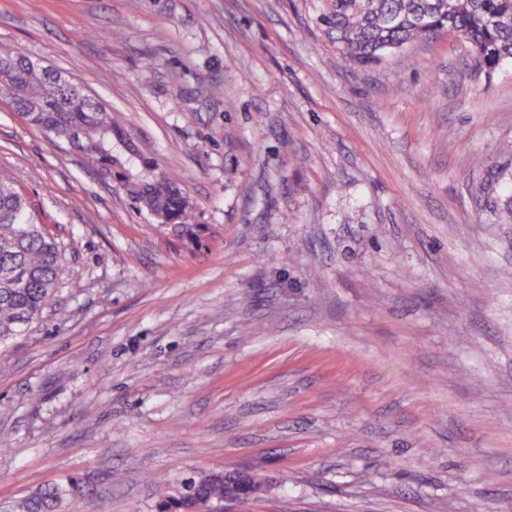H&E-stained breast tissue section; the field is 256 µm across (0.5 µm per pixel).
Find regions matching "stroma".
I'll list each match as a JSON object with an SVG mask.
<instances>
[{
    "instance_id": "obj_1",
    "label": "stroma",
    "mask_w": 512,
    "mask_h": 512,
    "mask_svg": "<svg viewBox=\"0 0 512 512\" xmlns=\"http://www.w3.org/2000/svg\"><path fill=\"white\" fill-rule=\"evenodd\" d=\"M314 0H0V55L112 118L102 171L0 97V170L61 247L0 349V503L156 512L216 470L249 512H512V62L448 35L343 60ZM163 174L194 236L138 210ZM255 471L248 468H236L232 470H224L202 474L193 479H188L181 491V485L177 486L173 491H166L161 495V499L157 503L159 512H178L181 507L190 508L197 503L202 505L224 501V508L214 506L213 512L228 511L226 505L236 504L240 511H245L252 497L244 495L240 497L236 503V497L239 489L246 488L254 497L265 495L274 486L277 485V478L266 475L264 478L254 474ZM189 484L195 486V496L193 500H185L183 495L185 488ZM224 488L226 490L224 494ZM83 489L77 481L67 486L45 484L37 487L19 502L0 507L1 512H60L62 503L68 498L82 494Z\"/></svg>"
}]
</instances>
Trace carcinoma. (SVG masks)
Segmentation results:
<instances>
[{"mask_svg":"<svg viewBox=\"0 0 512 512\" xmlns=\"http://www.w3.org/2000/svg\"><path fill=\"white\" fill-rule=\"evenodd\" d=\"M317 23L342 58L360 66L448 33L465 37L480 65L494 68L512 60V0H319ZM0 95L28 124L53 135L73 129L90 162L112 164V120L94 112L97 102L82 104L79 95L61 92L54 77L30 66L29 58H0ZM127 190L139 208L182 234L192 232V204L180 188L150 181L130 183ZM61 273L57 241L36 222L16 178L0 171V346L11 344L23 327L42 316ZM186 484L195 486L194 498L184 499L178 486L161 495L158 512L224 500L222 471ZM82 492L76 481L45 484L19 502L1 506L0 512H60L66 499Z\"/></svg>","mask_w":512,"mask_h":512,"instance_id":"carcinoma-1","label":"carcinoma"}]
</instances>
